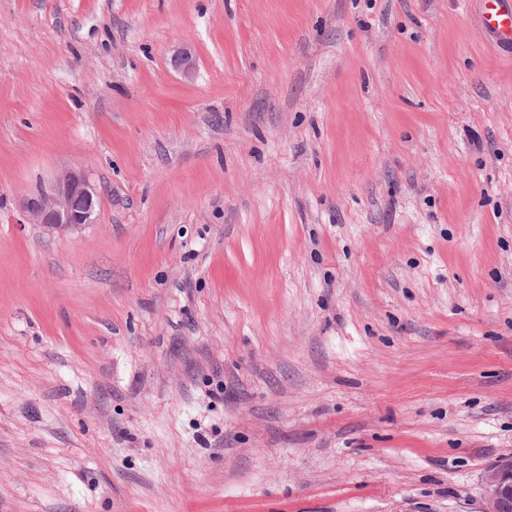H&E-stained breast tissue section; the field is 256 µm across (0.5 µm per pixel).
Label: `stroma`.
<instances>
[{"instance_id": "35a3bbf8", "label": "stroma", "mask_w": 512, "mask_h": 512, "mask_svg": "<svg viewBox=\"0 0 512 512\" xmlns=\"http://www.w3.org/2000/svg\"><path fill=\"white\" fill-rule=\"evenodd\" d=\"M479 9L0 0V512H483L512 46ZM67 168L98 221L50 233L24 202Z\"/></svg>"}]
</instances>
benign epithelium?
<instances>
[{
  "mask_svg": "<svg viewBox=\"0 0 512 512\" xmlns=\"http://www.w3.org/2000/svg\"><path fill=\"white\" fill-rule=\"evenodd\" d=\"M96 186L81 169H67L41 186L30 199L34 224L52 230L74 231L94 223ZM484 512H512V458L492 464L482 477Z\"/></svg>",
  "mask_w": 512,
  "mask_h": 512,
  "instance_id": "benign-epithelium-1",
  "label": "benign epithelium"
}]
</instances>
